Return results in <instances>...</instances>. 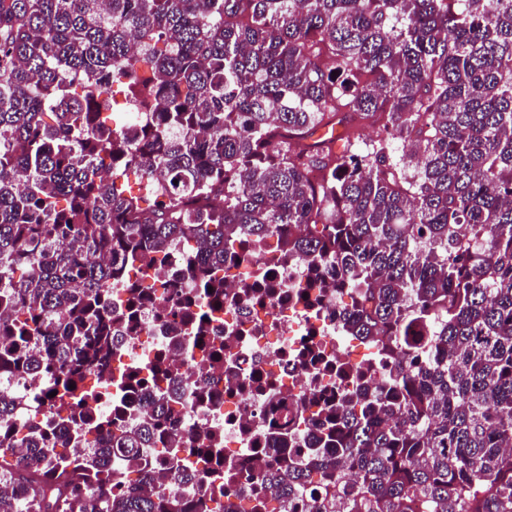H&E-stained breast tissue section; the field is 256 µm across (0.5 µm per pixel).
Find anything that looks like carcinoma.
I'll return each instance as SVG.
<instances>
[{
    "label": "carcinoma",
    "instance_id": "cac0c4a2",
    "mask_svg": "<svg viewBox=\"0 0 512 512\" xmlns=\"http://www.w3.org/2000/svg\"><path fill=\"white\" fill-rule=\"evenodd\" d=\"M245 235L333 263L317 287L395 364L248 481L305 512H512V0H0V375L52 430L110 433L58 453L0 389V512H214V434L170 435L158 395L134 428L91 403L168 376L112 382V290L140 307L129 269L175 242L198 311L166 289V328L224 355L207 320ZM160 442L166 492L138 452ZM27 381L22 376H13L10 387L16 398L14 409L17 423L23 422L28 431H38L55 418V406L48 400H30Z\"/></svg>",
    "mask_w": 512,
    "mask_h": 512
}]
</instances>
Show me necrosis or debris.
<instances>
[{"label":"necrosis or debris","mask_w":512,"mask_h":512,"mask_svg":"<svg viewBox=\"0 0 512 512\" xmlns=\"http://www.w3.org/2000/svg\"><path fill=\"white\" fill-rule=\"evenodd\" d=\"M311 275L306 263L286 262L274 239L242 240L224 265V311L210 324L211 334L224 340L223 360L192 348L175 358L171 376L160 383L168 396L196 381L217 388L218 401L174 408L172 422L179 435L194 427L220 436L225 463L236 467L230 484L236 512H251L246 476L289 456L281 437L309 446L325 400L352 386L343 366L356 365L364 379L376 382L390 374L392 364L380 358L377 345L346 336L338 301L312 287ZM166 308L162 299L143 308L112 358L113 372L143 369L157 355L170 354L172 339L161 321ZM10 387L15 418L26 430H41L54 419L53 402L29 399L24 377H12Z\"/></svg>","instance_id":"4bbe7bcc"}]
</instances>
